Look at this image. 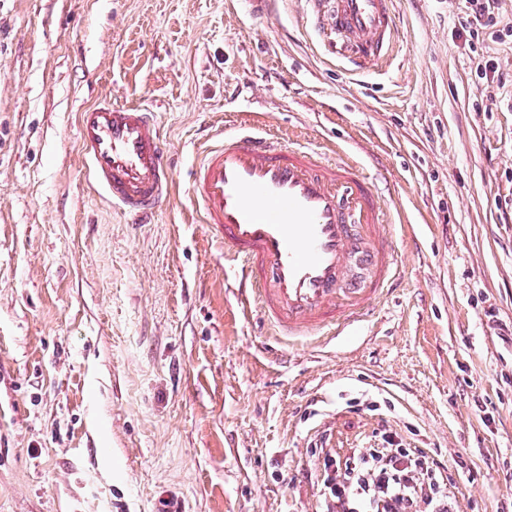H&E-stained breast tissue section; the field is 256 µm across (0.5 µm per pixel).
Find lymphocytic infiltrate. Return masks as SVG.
Returning <instances> with one entry per match:
<instances>
[{
	"label": "lymphocytic infiltrate",
	"instance_id": "f902f5d3",
	"mask_svg": "<svg viewBox=\"0 0 512 512\" xmlns=\"http://www.w3.org/2000/svg\"><path fill=\"white\" fill-rule=\"evenodd\" d=\"M322 512H457L443 466L392 433L376 448L322 451Z\"/></svg>",
	"mask_w": 512,
	"mask_h": 512
}]
</instances>
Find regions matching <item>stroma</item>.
<instances>
[{"mask_svg":"<svg viewBox=\"0 0 512 512\" xmlns=\"http://www.w3.org/2000/svg\"><path fill=\"white\" fill-rule=\"evenodd\" d=\"M353 69L310 0H0V512H318L312 446L385 431L459 512L512 504V0H395ZM497 65L501 80L483 73ZM151 103L173 187L131 224L90 187L77 114ZM269 134L353 155L400 277L346 336L243 307L190 173Z\"/></svg>","mask_w":512,"mask_h":512,"instance_id":"obj_1","label":"stroma"}]
</instances>
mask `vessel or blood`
Instances as JSON below:
<instances>
[{
	"label": "vessel or blood",
	"mask_w": 512,
	"mask_h": 512,
	"mask_svg": "<svg viewBox=\"0 0 512 512\" xmlns=\"http://www.w3.org/2000/svg\"><path fill=\"white\" fill-rule=\"evenodd\" d=\"M314 18L337 52L359 68L386 64L395 47L393 0H313ZM150 104L101 99L84 107L77 136L94 190L147 221L173 182ZM193 195L234 272L249 282L274 335L304 340L361 317L398 269L384 240L373 181L355 165L323 161L305 145L241 129L204 152Z\"/></svg>",
	"instance_id": "vessel-or-blood-1"
}]
</instances>
